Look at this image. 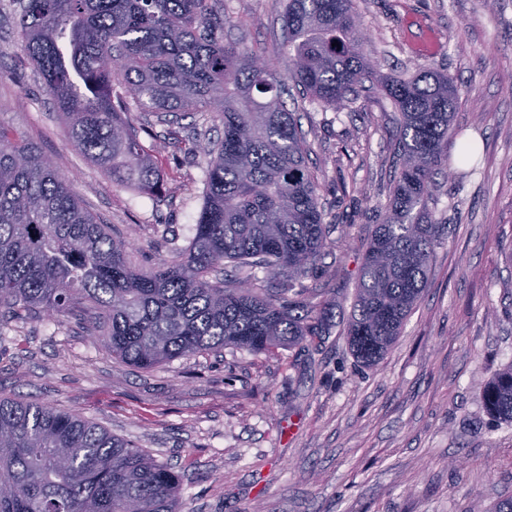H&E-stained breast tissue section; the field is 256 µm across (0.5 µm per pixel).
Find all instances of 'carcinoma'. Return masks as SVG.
Segmentation results:
<instances>
[{
	"instance_id": "cac0c4a2",
	"label": "carcinoma",
	"mask_w": 512,
	"mask_h": 512,
	"mask_svg": "<svg viewBox=\"0 0 512 512\" xmlns=\"http://www.w3.org/2000/svg\"><path fill=\"white\" fill-rule=\"evenodd\" d=\"M287 75L224 41L223 0H8L19 47L61 112L71 140L120 188L163 200L158 133L130 112H199L224 128L205 150L204 202L184 251L148 268L84 206L71 180L24 134L0 122V322L69 314L77 297L104 314L95 333L112 357L149 370L223 349L261 353L320 344L329 304L303 280L332 245L299 113L338 109L374 75L355 0H274ZM398 118L388 202L373 225L346 326L371 368L421 300L445 225L432 208L448 165L460 94L421 67L382 85ZM231 267L241 278L217 277ZM275 283L269 294L257 272ZM512 424V365L483 393ZM181 475L83 416L0 397V512H178Z\"/></svg>"
}]
</instances>
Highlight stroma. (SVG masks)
Masks as SVG:
<instances>
[{
  "label": "stroma",
  "mask_w": 512,
  "mask_h": 512,
  "mask_svg": "<svg viewBox=\"0 0 512 512\" xmlns=\"http://www.w3.org/2000/svg\"><path fill=\"white\" fill-rule=\"evenodd\" d=\"M377 78L339 110L305 103L309 166L332 247L304 281L345 325L366 239L387 202L397 117L382 79L420 65L460 91L435 215L447 231L424 295L372 369L345 337L222 350L140 370L96 342L82 311L0 326V397L81 414L177 466L184 512H491L512 496V425L483 390L512 364V0H356ZM224 38L287 71L271 0H224ZM0 121L74 181L133 265L186 248L204 154L164 147L167 200L121 190L70 141L23 51L0 60ZM474 152L460 160L462 144Z\"/></svg>",
  "instance_id": "35a3bbf8"
}]
</instances>
